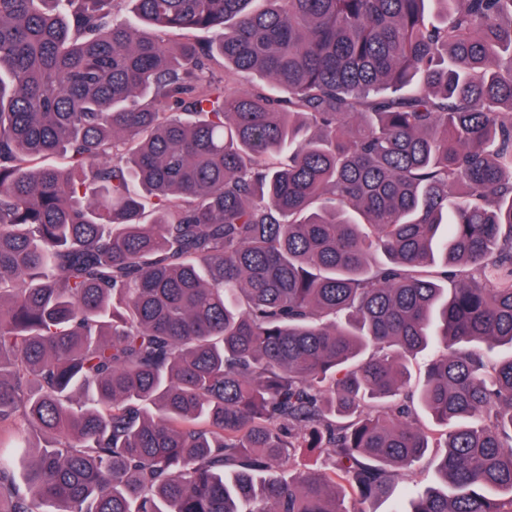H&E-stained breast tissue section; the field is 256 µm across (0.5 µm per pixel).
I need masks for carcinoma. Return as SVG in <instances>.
<instances>
[{"instance_id":"carcinoma-1","label":"carcinoma","mask_w":512,"mask_h":512,"mask_svg":"<svg viewBox=\"0 0 512 512\" xmlns=\"http://www.w3.org/2000/svg\"><path fill=\"white\" fill-rule=\"evenodd\" d=\"M252 2L0 0V512H512V0ZM413 480L414 482H400L393 496L389 500L377 505L378 512H394L408 509L409 501L416 490H423L425 487L436 484L437 476L430 457L424 458L416 466Z\"/></svg>"}]
</instances>
